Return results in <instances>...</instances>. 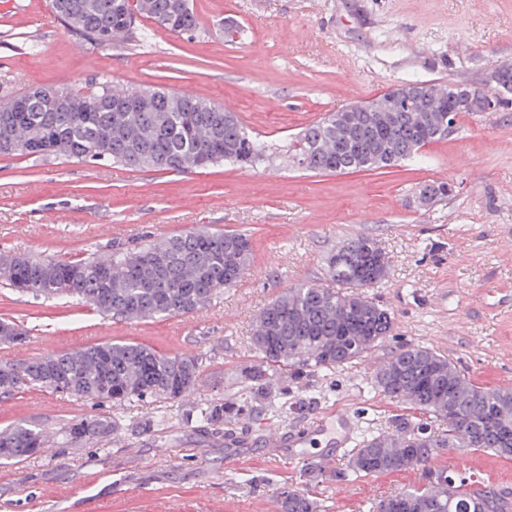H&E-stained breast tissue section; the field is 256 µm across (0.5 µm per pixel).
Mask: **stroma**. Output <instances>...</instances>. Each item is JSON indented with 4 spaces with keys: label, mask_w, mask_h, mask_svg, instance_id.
Returning <instances> with one entry per match:
<instances>
[{
    "label": "stroma",
    "mask_w": 512,
    "mask_h": 512,
    "mask_svg": "<svg viewBox=\"0 0 512 512\" xmlns=\"http://www.w3.org/2000/svg\"><path fill=\"white\" fill-rule=\"evenodd\" d=\"M199 28L173 35L140 20L142 40L101 49L75 33L50 0H0V98L56 86L85 95L101 79L126 88L187 91L237 113L258 136L287 139L326 113L413 81L492 89L512 65V0H192ZM243 26L229 42L224 23ZM109 164L0 157V253L85 257L208 227L246 233L244 277L198 311L120 321L79 299H35L0 285V318L27 332L0 346L1 362L112 341L169 355L203 354L195 394L178 402H111L30 390L0 398V429L32 423L55 442L21 463L0 464V512H275L282 484L303 487L316 454L268 457L225 448V433L307 430L353 411L355 439L390 432L408 404L375 389L372 371L391 351L425 345L477 385L512 388V98L460 115L455 131L416 163L315 174L284 161L188 174L124 171ZM445 181L447 199L423 208V185ZM373 238L385 280L368 295L394 316L391 335L362 361L282 380L257 419L218 430L195 421L200 404L252 405L241 371L257 361L256 316L298 282L328 283L327 259L348 240ZM109 416V439L68 448L70 423ZM434 467L512 491V458L447 450ZM422 482L417 471L320 482V512H369L371 503Z\"/></svg>",
    "instance_id": "obj_1"
}]
</instances>
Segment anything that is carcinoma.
<instances>
[{"label": "carcinoma", "mask_w": 512, "mask_h": 512, "mask_svg": "<svg viewBox=\"0 0 512 512\" xmlns=\"http://www.w3.org/2000/svg\"><path fill=\"white\" fill-rule=\"evenodd\" d=\"M51 0L57 15L75 4L81 14L73 29L97 47H110L133 33L138 18L187 34L199 28L191 0ZM459 85L425 87L415 103L387 92L363 104L350 122L347 109L331 112L288 141V161L317 172H349L413 162L428 144L452 129L436 128L470 112L455 92ZM137 94L103 83L87 95L60 93L46 108L30 89L0 101V157L27 155L109 161L129 169L185 173L219 164L254 168L280 153V144L250 131L233 112L187 93L144 91L139 112H114L112 104ZM17 100L27 111L14 112ZM427 201L452 192L446 182L422 188ZM340 251L345 261L328 260L331 284L300 283L269 302L258 315L252 340L260 361L245 370L250 390L270 394L282 373L331 370L360 360L390 336V310L360 292L384 279L386 253L369 237H356ZM251 257L247 234L194 230L150 241L133 249L116 247L98 256L41 259L0 254V282L36 298L74 297L97 312L124 320L190 314L224 294L245 272ZM26 330L0 321V345L24 341ZM203 356L167 355L134 342L116 341L19 363L0 364V394L30 389L78 393L116 406L129 401L181 400L196 390ZM375 387L403 397L422 414L448 426L436 433L424 424L401 422L390 434L362 440L347 462L356 476L422 471L424 482L387 495L373 512H512V497L431 462L448 448L481 449L512 457V388L475 385L448 357L432 347L396 349L373 370ZM247 411L218 399L202 406L196 419L220 427L224 418ZM112 435V418L69 424L62 443L78 447ZM42 432L27 424L0 431V463H19L42 452ZM279 512H318L316 499L295 487L277 489Z\"/></svg>", "instance_id": "obj_1"}]
</instances>
